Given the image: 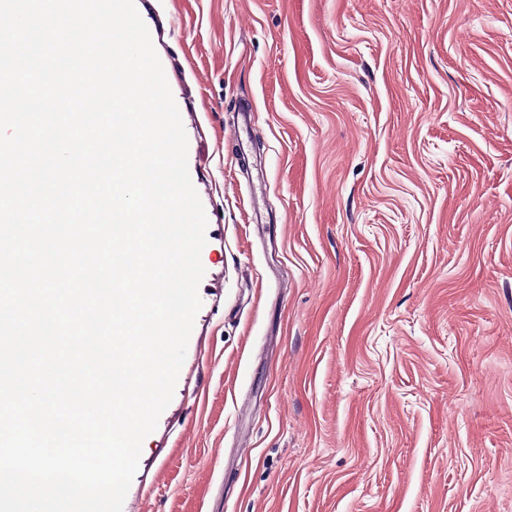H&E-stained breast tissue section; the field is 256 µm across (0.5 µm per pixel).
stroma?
Returning a JSON list of instances; mask_svg holds the SVG:
<instances>
[{
    "label": "stroma",
    "mask_w": 512,
    "mask_h": 512,
    "mask_svg": "<svg viewBox=\"0 0 512 512\" xmlns=\"http://www.w3.org/2000/svg\"><path fill=\"white\" fill-rule=\"evenodd\" d=\"M135 5L208 224L123 512H512V0Z\"/></svg>",
    "instance_id": "stroma-1"
}]
</instances>
